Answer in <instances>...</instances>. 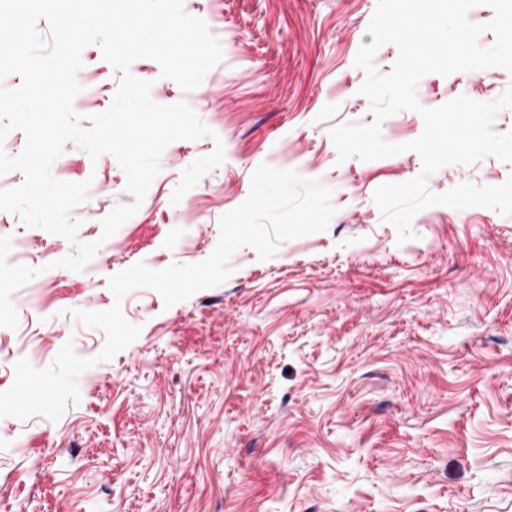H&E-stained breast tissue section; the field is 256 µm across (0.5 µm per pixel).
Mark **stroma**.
<instances>
[{
    "label": "stroma",
    "mask_w": 512,
    "mask_h": 512,
    "mask_svg": "<svg viewBox=\"0 0 512 512\" xmlns=\"http://www.w3.org/2000/svg\"><path fill=\"white\" fill-rule=\"evenodd\" d=\"M377 0H183L219 40L223 60L196 89L130 67L154 102L185 101L210 129L177 140L139 210L108 240L102 219L131 203L111 154L67 145L55 178L90 181L72 213L78 238L101 240L79 272L59 267L66 238L0 210L21 264L37 274L11 294L17 327L0 326V391L28 359L50 366L64 344L91 358L106 341L77 311L120 304L139 337L77 379L58 420L0 417V512H512V216L432 206L399 241L373 201L420 174L413 151L339 161L329 132L373 116L354 64ZM74 109L83 127L122 76L98 45L82 53ZM502 68L425 75L420 107L464 95L497 99ZM222 142L224 160L179 203L183 170ZM331 191L327 230L250 247L230 277L165 307L109 278L208 258L220 218L239 206L260 164ZM512 164L448 165L427 185L497 186Z\"/></svg>",
    "instance_id": "35a3bbf8"
}]
</instances>
